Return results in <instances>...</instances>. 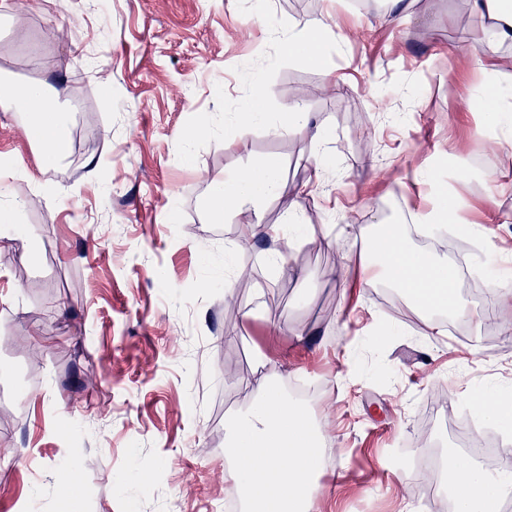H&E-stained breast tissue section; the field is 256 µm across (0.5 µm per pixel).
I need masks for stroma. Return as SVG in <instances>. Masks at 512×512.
<instances>
[{"instance_id":"stroma-1","label":"stroma","mask_w":512,"mask_h":512,"mask_svg":"<svg viewBox=\"0 0 512 512\" xmlns=\"http://www.w3.org/2000/svg\"><path fill=\"white\" fill-rule=\"evenodd\" d=\"M312 20L326 54L283 55L274 31ZM476 31L467 0H37L0 20V72L45 80L72 110L46 170L0 103V207L27 199L0 231V512H222L226 427L262 356L320 384L313 512H416L424 485L403 458L436 399L512 398V302L475 292L512 268V192L486 193L512 180V145L470 108ZM295 83L325 154L269 128ZM256 92L269 122L242 149L225 137ZM268 163L288 194L209 223L212 183ZM445 197L472 224L496 212L456 285L487 319L428 336L393 288L368 286L366 244ZM291 210L307 231L283 263L265 238L237 248L242 225ZM229 265L251 275L228 302ZM65 466L78 480L63 495Z\"/></svg>"}]
</instances>
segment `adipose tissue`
<instances>
[{
    "mask_svg": "<svg viewBox=\"0 0 512 512\" xmlns=\"http://www.w3.org/2000/svg\"><path fill=\"white\" fill-rule=\"evenodd\" d=\"M468 2L471 13L480 20L479 43L484 55L472 60L480 68L499 49L512 46V0ZM6 92L11 107L27 115L25 129L41 151L44 168H52L63 153L67 112L39 82L10 85ZM472 107L495 126L501 140H512L511 87L502 89L490 83L473 97ZM288 191L275 165L239 170L212 184L208 220L223 223L226 215L237 209L261 208L267 200ZM369 256L383 281L422 312L429 334L447 333L445 323L432 316L436 310L459 321L483 322L482 311L466 307L456 296L447 262L422 253L394 234L379 237ZM259 373L256 401L227 430L234 463L225 471L224 496L239 500L248 512H311L321 490L318 465L324 436L274 385V362L260 360ZM440 483L451 492L455 512H496L499 500L512 497L511 474L485 470L462 455L454 456Z\"/></svg>",
    "mask_w": 512,
    "mask_h": 512,
    "instance_id": "adipose-tissue-1",
    "label": "adipose tissue"
}]
</instances>
